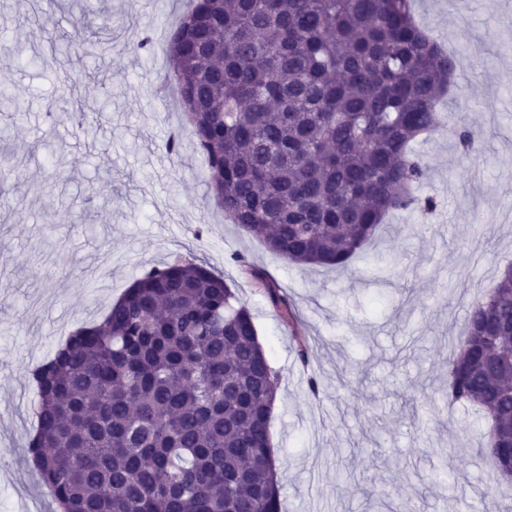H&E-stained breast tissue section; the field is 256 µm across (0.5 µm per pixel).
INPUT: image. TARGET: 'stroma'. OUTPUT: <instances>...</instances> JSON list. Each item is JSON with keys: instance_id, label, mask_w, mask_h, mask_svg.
Wrapping results in <instances>:
<instances>
[{"instance_id": "1", "label": "stroma", "mask_w": 512, "mask_h": 512, "mask_svg": "<svg viewBox=\"0 0 512 512\" xmlns=\"http://www.w3.org/2000/svg\"><path fill=\"white\" fill-rule=\"evenodd\" d=\"M187 0H0V37L15 59L0 85L17 108L0 110V512H54L27 454L35 428L29 370L84 323L100 320L147 268L183 257L223 274L254 316L279 374L270 441L285 512H461L481 500L492 473L477 449L489 431L472 409L448 405V354L466 332L470 302L512 263V0H415L418 21L464 56L440 109L482 134L459 163L447 127L418 145L433 179L431 212L401 213L348 271L301 266L270 253L226 221L207 184L175 94L159 95L171 61V26ZM112 16L104 54L67 50L65 8ZM147 26L152 52L131 49L127 29ZM56 48L48 65L34 52ZM87 117L74 127L73 105ZM182 141L168 154L170 135ZM106 196L87 202L89 185ZM87 223H75L81 212ZM424 231L409 235L408 225ZM286 294L276 308L270 289ZM309 355L301 357L298 337ZM319 384L310 393L309 379ZM382 485L385 499L365 496Z\"/></svg>"}]
</instances>
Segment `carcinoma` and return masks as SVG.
Listing matches in <instances>:
<instances>
[{
  "instance_id": "1",
  "label": "carcinoma",
  "mask_w": 512,
  "mask_h": 512,
  "mask_svg": "<svg viewBox=\"0 0 512 512\" xmlns=\"http://www.w3.org/2000/svg\"><path fill=\"white\" fill-rule=\"evenodd\" d=\"M136 52L150 29L132 25ZM172 79L224 217L293 263L344 269L431 177L413 143L439 123L456 60L412 0H192ZM467 160L477 134L451 131ZM512 266L469 305L448 355L450 404L512 438ZM31 461L58 512H283L269 422L277 375L249 308L203 264L132 283L99 323L29 370Z\"/></svg>"
}]
</instances>
